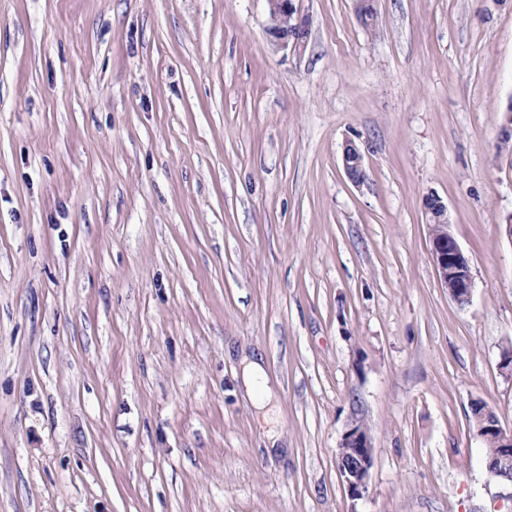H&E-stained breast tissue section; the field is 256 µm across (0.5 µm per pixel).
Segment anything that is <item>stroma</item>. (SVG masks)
I'll list each match as a JSON object with an SVG mask.
<instances>
[{
    "instance_id": "obj_1",
    "label": "stroma",
    "mask_w": 512,
    "mask_h": 512,
    "mask_svg": "<svg viewBox=\"0 0 512 512\" xmlns=\"http://www.w3.org/2000/svg\"><path fill=\"white\" fill-rule=\"evenodd\" d=\"M377 11L278 50L265 0H0V512H512L468 418L512 429V0ZM342 164L344 171L355 186H361L366 179L364 154L353 141H346L342 150ZM423 207L430 229V256L438 281L457 304L467 305L474 288L471 265L448 230L451 220L447 206L440 197L431 194L425 197ZM373 464L371 436L353 420L342 433L336 453V467L351 499H361L368 493Z\"/></svg>"
}]
</instances>
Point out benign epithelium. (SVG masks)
Returning <instances> with one entry per match:
<instances>
[{"label":"benign epithelium","instance_id":"1","mask_svg":"<svg viewBox=\"0 0 512 512\" xmlns=\"http://www.w3.org/2000/svg\"><path fill=\"white\" fill-rule=\"evenodd\" d=\"M268 9V31L273 45L280 49L297 48L306 41V22L299 17L295 0H265ZM356 11L364 24L370 25L377 15L374 0H355ZM344 171L352 184L360 186L366 179L364 154L353 141L345 142L342 150ZM424 213L430 229V256L441 286L459 305L471 301L474 288L469 258L449 232L451 224L448 209L443 200L428 195L423 203ZM498 434L500 454L484 462L490 474H496L512 463V430L504 428L497 413L488 408L477 427V434ZM374 464L373 445L369 433L354 420L341 435L336 467L343 486L352 499H361L369 489L370 471Z\"/></svg>","mask_w":512,"mask_h":512}]
</instances>
